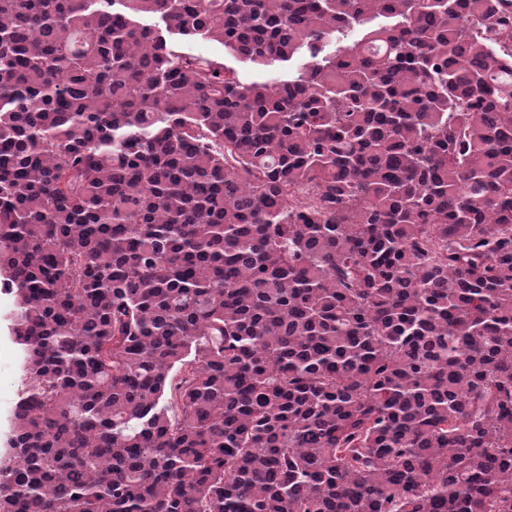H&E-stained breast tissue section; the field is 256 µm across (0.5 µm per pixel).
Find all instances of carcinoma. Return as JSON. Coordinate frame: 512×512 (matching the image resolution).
I'll return each instance as SVG.
<instances>
[{
  "mask_svg": "<svg viewBox=\"0 0 512 512\" xmlns=\"http://www.w3.org/2000/svg\"><path fill=\"white\" fill-rule=\"evenodd\" d=\"M0 290V512H512V0H0ZM13 294L0 293V456L6 453L5 435L9 431L12 409L22 387L18 345L4 316L14 309Z\"/></svg>",
  "mask_w": 512,
  "mask_h": 512,
  "instance_id": "carcinoma-1",
  "label": "carcinoma"
}]
</instances>
